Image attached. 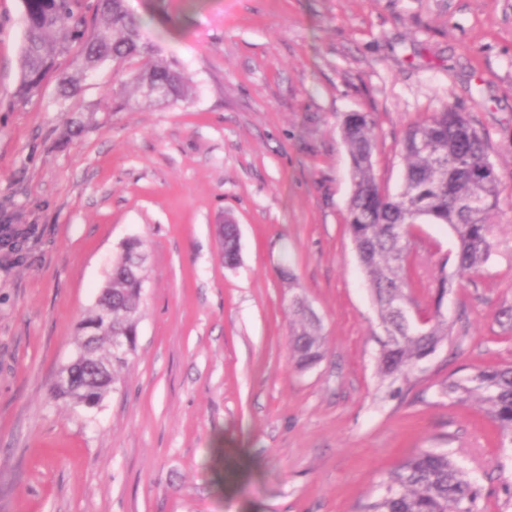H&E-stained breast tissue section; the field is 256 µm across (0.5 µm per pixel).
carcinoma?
Returning <instances> with one entry per match:
<instances>
[{
  "instance_id": "carcinoma-1",
  "label": "carcinoma",
  "mask_w": 512,
  "mask_h": 512,
  "mask_svg": "<svg viewBox=\"0 0 512 512\" xmlns=\"http://www.w3.org/2000/svg\"><path fill=\"white\" fill-rule=\"evenodd\" d=\"M22 4L25 32L19 97L36 93L56 60L72 51L88 70L107 61L120 64L150 56L148 68L130 74L134 90H142L147 79L166 85L170 99L189 90L188 78L176 65L143 41L141 20L129 12L126 0H22ZM341 137L353 182L347 224L384 331L377 338L378 374L381 381L397 386L400 394L413 385L421 364L451 335L442 305L453 282L470 278L493 252L497 225L492 218L500 208L501 179L489 159L485 134L450 105L405 130V170L396 193L374 174L375 133L369 113H348ZM417 221L444 226L457 241L454 272H447L448 259L438 262L435 295L428 307L421 306L411 276ZM23 240L11 225L0 226L5 256L20 260ZM142 247V242H134L126 251V261L110 270L98 301L80 323L76 350L83 349V334L91 330L96 369L55 385L54 400L84 406L102 401L113 389L115 368L124 365L128 356L106 351L104 345L113 344L116 336L135 334L145 281ZM223 250L225 263H233L237 238L230 224L224 225ZM406 303L421 308L423 325L405 320L401 307ZM293 309L298 319L290 359L295 367L306 369L323 358V341L318 320L304 301L295 299ZM439 393L460 403L478 401L498 436L512 441V365H487L465 377L450 376L440 384ZM383 484L384 494L367 502L363 512H477L476 483L446 452L420 449L391 469Z\"/></svg>"
}]
</instances>
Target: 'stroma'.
<instances>
[{
	"mask_svg": "<svg viewBox=\"0 0 512 512\" xmlns=\"http://www.w3.org/2000/svg\"><path fill=\"white\" fill-rule=\"evenodd\" d=\"M190 81L170 102L128 94L112 63L58 59L16 96L22 0H0V512H359L422 448L451 454L481 512H512V444L449 374L512 363V0H127ZM79 92L58 106V80ZM488 138L501 175L490 260L445 301L451 337L403 395L377 375L382 328L346 224L341 125L375 122L374 169L397 191L406 127L446 104ZM232 218L239 260L218 226ZM144 243L136 347L100 407L54 401L127 241ZM449 229L420 225L419 296ZM294 280H287L283 267ZM325 354L290 361L294 297ZM6 234L11 238H6ZM24 236L17 229L9 224L0 226V248L5 256L12 257L13 260L19 261L22 256V243Z\"/></svg>",
	"mask_w": 512,
	"mask_h": 512,
	"instance_id": "35a3bbf8",
	"label": "stroma"
}]
</instances>
